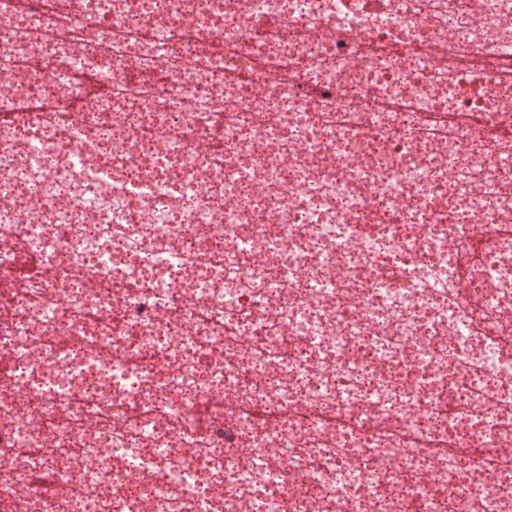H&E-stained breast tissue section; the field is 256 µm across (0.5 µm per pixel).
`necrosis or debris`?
<instances>
[{
  "label": "necrosis or debris",
  "instance_id": "obj_1",
  "mask_svg": "<svg viewBox=\"0 0 512 512\" xmlns=\"http://www.w3.org/2000/svg\"><path fill=\"white\" fill-rule=\"evenodd\" d=\"M0 114V512H512V0H0Z\"/></svg>",
  "mask_w": 512,
  "mask_h": 512
}]
</instances>
